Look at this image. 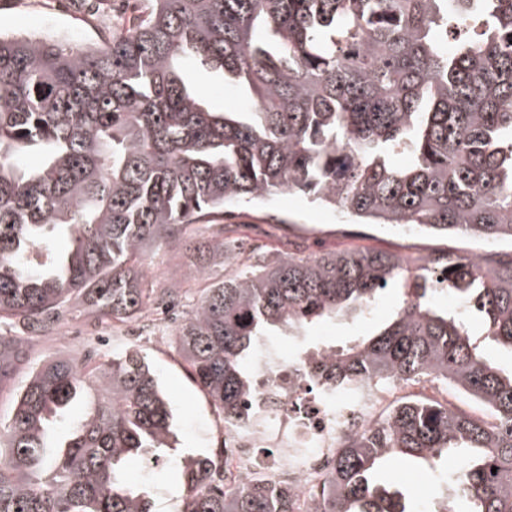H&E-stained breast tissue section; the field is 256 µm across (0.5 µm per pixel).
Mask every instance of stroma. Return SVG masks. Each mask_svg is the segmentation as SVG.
<instances>
[{"mask_svg": "<svg viewBox=\"0 0 512 512\" xmlns=\"http://www.w3.org/2000/svg\"><path fill=\"white\" fill-rule=\"evenodd\" d=\"M139 6L138 0H0V30L12 33L52 37L72 43H91L114 19L128 17ZM186 80L199 89L207 103L231 112L243 103L242 90L222 77L198 72L191 63H183ZM227 235L237 241L242 254L256 247L274 251H301L302 254H323L351 248H366L396 252L418 258L435 250H453L467 255L489 253L484 244L463 238H440L419 231L385 230L373 224H356L339 212L313 206L298 194L274 197L265 205L225 209L220 218ZM146 287L180 288L184 294L170 309L159 310V336L135 341L126 333L122 322L99 326L101 339L95 342L81 338L84 327L95 324L92 317L71 310L47 336L33 337V347L13 373L11 385L0 392V415L8 416L13 409V388L21 384L37 364L61 359L102 361L128 348H138L148 356L164 384L176 411L180 451L203 454L216 448L224 438L222 413L201 391L178 352L173 332L166 322L183 320L196 303L200 289L223 280L220 266L200 270L187 252L179 248L148 249L136 265ZM398 304L395 291H387L364 315L344 317L320 324L308 331L310 339L329 337L337 346H344L355 337L378 329L393 314ZM456 454L425 469V481L412 483L413 469L409 464L390 465L379 477L382 485L393 486L396 476H403L409 512H419L424 501L439 498L450 487ZM131 483L150 488L153 512H180L183 489L178 470L162 458L150 465H136L128 474Z\"/></svg>", "mask_w": 512, "mask_h": 512, "instance_id": "stroma-1", "label": "stroma"}]
</instances>
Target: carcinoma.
<instances>
[{"mask_svg": "<svg viewBox=\"0 0 512 512\" xmlns=\"http://www.w3.org/2000/svg\"><path fill=\"white\" fill-rule=\"evenodd\" d=\"M94 44L0 32V391L70 303L124 321L172 303L131 277L148 245L224 266L177 327L197 386L228 417L248 397L261 337L295 339L362 315L393 285L376 334L336 352V379L432 377L488 418L418 396L339 440L313 512H408L379 483L393 461L461 459L448 512H512V0H146ZM455 47L448 49V36ZM189 59L245 91L218 112L183 79ZM36 153L35 168L19 165ZM399 154L408 164H396ZM358 224L468 236L511 250L283 253L238 261L214 217L283 193ZM63 236L59 252L54 239ZM452 293L463 310L439 307ZM176 448L173 407L148 358L56 359L0 420V512H152L127 466ZM218 459L180 462L182 512H295L286 485L216 482Z\"/></svg>", "mask_w": 512, "mask_h": 512, "instance_id": "obj_1", "label": "carcinoma"}]
</instances>
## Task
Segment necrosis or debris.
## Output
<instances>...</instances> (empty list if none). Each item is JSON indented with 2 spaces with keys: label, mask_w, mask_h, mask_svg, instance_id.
<instances>
[{
  "label": "necrosis or debris",
  "mask_w": 512,
  "mask_h": 512,
  "mask_svg": "<svg viewBox=\"0 0 512 512\" xmlns=\"http://www.w3.org/2000/svg\"><path fill=\"white\" fill-rule=\"evenodd\" d=\"M335 356V345L324 338L285 356L263 354L251 394L224 423L225 483L285 485L295 491L299 512H312L341 436L371 427L411 393L454 402L444 386L428 379L411 385L336 383L327 370Z\"/></svg>",
  "instance_id": "4bbe7bcc"
}]
</instances>
